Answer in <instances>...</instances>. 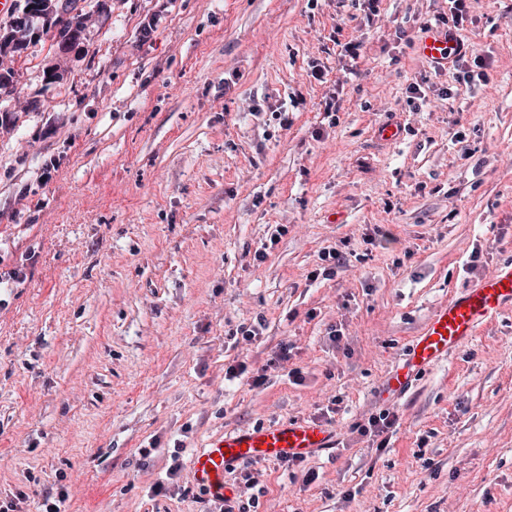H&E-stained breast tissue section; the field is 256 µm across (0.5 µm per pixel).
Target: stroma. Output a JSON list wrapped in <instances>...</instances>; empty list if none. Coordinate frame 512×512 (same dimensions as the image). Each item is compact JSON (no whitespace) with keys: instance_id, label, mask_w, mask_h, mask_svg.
I'll return each instance as SVG.
<instances>
[{"instance_id":"1","label":"stroma","mask_w":512,"mask_h":512,"mask_svg":"<svg viewBox=\"0 0 512 512\" xmlns=\"http://www.w3.org/2000/svg\"><path fill=\"white\" fill-rule=\"evenodd\" d=\"M95 2L65 52L34 18L0 96V273L26 272L0 280V503L217 512L191 456L312 417L335 447L238 464L233 493L249 472L259 512H512V308L380 397L435 308L512 258V0H470L473 54L444 70L416 43L448 0ZM386 409L383 448L360 428Z\"/></svg>"}]
</instances>
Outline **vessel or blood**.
<instances>
[{
    "label": "vessel or blood",
    "instance_id": "1",
    "mask_svg": "<svg viewBox=\"0 0 512 512\" xmlns=\"http://www.w3.org/2000/svg\"><path fill=\"white\" fill-rule=\"evenodd\" d=\"M455 41L450 32L428 29L417 43L418 53L437 65L448 62ZM512 306V260L501 263L495 274L481 280L441 304L413 339L401 363L385 383L392 394L407 390L421 374L477 335L479 328ZM334 437L315 419L286 420L225 433L191 458L196 485L206 492L227 497L224 475L242 462L297 461L332 447Z\"/></svg>",
    "mask_w": 512,
    "mask_h": 512
}]
</instances>
